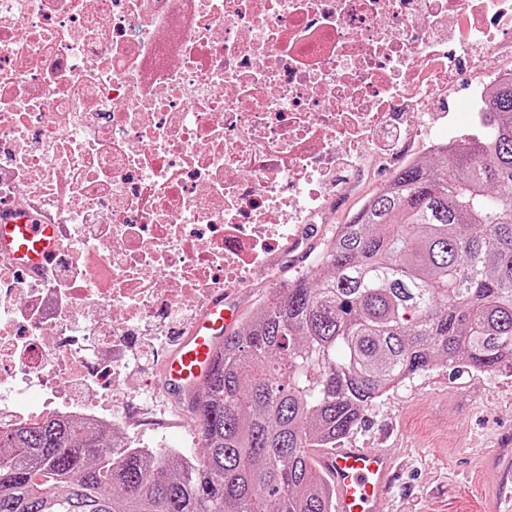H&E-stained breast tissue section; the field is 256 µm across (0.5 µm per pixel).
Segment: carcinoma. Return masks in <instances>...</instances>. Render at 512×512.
<instances>
[{"mask_svg":"<svg viewBox=\"0 0 512 512\" xmlns=\"http://www.w3.org/2000/svg\"><path fill=\"white\" fill-rule=\"evenodd\" d=\"M480 135L411 162L224 335L185 400L201 451L125 449L78 421L0 429V512H330L310 452L437 363L512 365V81Z\"/></svg>","mask_w":512,"mask_h":512,"instance_id":"carcinoma-1","label":"carcinoma"}]
</instances>
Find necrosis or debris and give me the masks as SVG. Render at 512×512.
I'll return each instance as SVG.
<instances>
[{
	"mask_svg": "<svg viewBox=\"0 0 512 512\" xmlns=\"http://www.w3.org/2000/svg\"><path fill=\"white\" fill-rule=\"evenodd\" d=\"M0 0V211L73 226L56 286L0 274V382L37 401L0 429L76 418L119 436L73 379L114 381L129 323L245 285L319 216L320 176L362 130L413 103L429 127L459 57L512 0ZM95 302L98 322L77 315ZM59 364L45 369L42 359Z\"/></svg>",
	"mask_w": 512,
	"mask_h": 512,
	"instance_id": "1",
	"label": "necrosis or debris"
}]
</instances>
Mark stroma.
Segmentation results:
<instances>
[{
  "label": "stroma",
  "mask_w": 512,
  "mask_h": 512,
  "mask_svg": "<svg viewBox=\"0 0 512 512\" xmlns=\"http://www.w3.org/2000/svg\"><path fill=\"white\" fill-rule=\"evenodd\" d=\"M489 67L511 69L512 57L502 55L489 60L487 67L472 65L454 71L448 106L465 110L471 86L483 81ZM425 147V138H418L411 156L422 159ZM408 157L368 158L350 189L337 186L349 173L346 164H339L329 176L323 217L298 228L305 243L329 235ZM317 267L315 252L302 257L295 247L279 248L273 251L269 268L252 273L248 287L229 288L225 294L236 300L246 320L270 288ZM129 372L140 397L122 396L101 403L104 410H119L127 443H161L187 452L198 448L200 440L189 414L182 402L166 396L159 371L145 372L133 366ZM346 441L361 448L386 449L396 461L397 480L378 512H488L480 455L489 449L512 455V367L477 372L439 365L417 373L376 399Z\"/></svg>",
  "instance_id": "obj_1"
}]
</instances>
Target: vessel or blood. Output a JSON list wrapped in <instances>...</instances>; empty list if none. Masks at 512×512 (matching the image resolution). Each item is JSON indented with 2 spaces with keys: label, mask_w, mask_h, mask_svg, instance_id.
Returning <instances> with one entry per match:
<instances>
[{
  "label": "vessel or blood",
  "mask_w": 512,
  "mask_h": 512,
  "mask_svg": "<svg viewBox=\"0 0 512 512\" xmlns=\"http://www.w3.org/2000/svg\"><path fill=\"white\" fill-rule=\"evenodd\" d=\"M58 245L57 225L32 224L21 214L0 217V255L25 272H38L52 263ZM238 317L239 309L228 296L214 295L162 363L168 397L180 399L200 390L225 331ZM315 460L328 478L334 512H374L375 503L383 500L395 481L391 457L378 450L327 448Z\"/></svg>",
  "instance_id": "vessel-or-blood-1"
}]
</instances>
